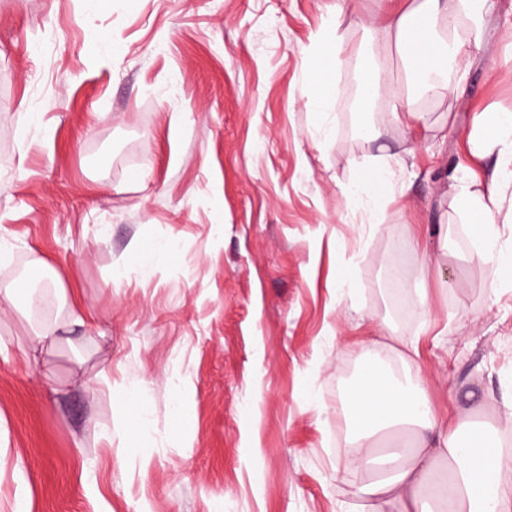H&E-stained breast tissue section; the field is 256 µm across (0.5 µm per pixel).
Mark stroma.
<instances>
[{"label":"stroma","mask_w":512,"mask_h":512,"mask_svg":"<svg viewBox=\"0 0 512 512\" xmlns=\"http://www.w3.org/2000/svg\"><path fill=\"white\" fill-rule=\"evenodd\" d=\"M386 9L0 0V285L37 261L59 283L42 312L0 303V512L20 493L30 512H375L345 459L348 398L377 362L423 376L436 414L512 437V288L456 202L497 160L480 123L512 113V0H490L463 93L411 98L417 131L392 97L359 105L369 65L411 82ZM332 23L322 115L309 80ZM389 157L399 196L356 223L348 189Z\"/></svg>","instance_id":"stroma-1"}]
</instances>
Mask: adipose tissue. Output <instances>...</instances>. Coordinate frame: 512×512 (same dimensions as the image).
<instances>
[{
	"label": "adipose tissue",
	"mask_w": 512,
	"mask_h": 512,
	"mask_svg": "<svg viewBox=\"0 0 512 512\" xmlns=\"http://www.w3.org/2000/svg\"><path fill=\"white\" fill-rule=\"evenodd\" d=\"M488 0H403L385 21L391 45L417 77L421 93L432 91L459 67L466 38H478ZM466 21L467 34L457 24ZM483 153H497L489 183L463 187L458 205L478 243L480 259L495 263L500 280L512 281V238L495 216L512 187V113L485 121ZM391 164L360 170L356 205L360 221L377 222L392 198ZM349 404L360 423L352 468L377 465L381 480L357 486L358 495L382 500L395 512H512V467L491 448L488 435L473 430L461 439L460 424L437 416L423 388L397 386L380 367L367 368Z\"/></svg>",
	"instance_id": "1"
}]
</instances>
